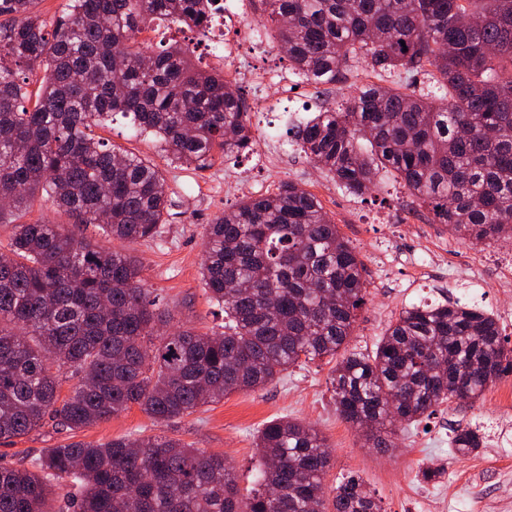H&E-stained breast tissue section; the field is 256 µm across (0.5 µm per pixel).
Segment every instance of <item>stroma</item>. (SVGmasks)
I'll return each instance as SVG.
<instances>
[{
    "label": "stroma",
    "instance_id": "1",
    "mask_svg": "<svg viewBox=\"0 0 512 512\" xmlns=\"http://www.w3.org/2000/svg\"><path fill=\"white\" fill-rule=\"evenodd\" d=\"M173 39L188 43L202 64H209L215 43L196 32L172 26L138 37L155 49ZM224 40L239 49L226 72L252 108V153L198 171L171 165L160 146L134 136L124 118L99 132L108 143L150 160L165 176L168 221L160 238L134 244L107 239L103 245L139 258L173 325L221 331L224 317L209 303L200 279L206 228L243 198L290 182L317 197L363 264L367 295L349 351L371 353L405 308L447 299L495 315L512 345V290L495 288L500 269L493 263L497 256L512 258V245L467 247L444 225L431 223L428 212L391 174H381L378 190L364 196L337 186L296 150L289 129L326 102L340 100L352 89V80L315 87L290 76L284 51H255L249 31L225 30ZM278 77L291 88L286 96L277 94ZM334 367L327 357L303 361L264 388L229 394L173 424L156 422L136 406L78 432L49 420L28 435L0 440V465L34 468L46 449L72 441L164 435L224 455L245 495L254 487L258 430L288 417L313 425L325 438L331 455L326 493L352 472L373 491L382 512H512V407L501 383H493L475 402L441 405L398 432L394 447L380 451L338 414L328 384ZM475 424L487 433L484 448L469 456L455 454L450 446L454 431ZM428 466L441 469L438 481H422L419 472Z\"/></svg>",
    "mask_w": 512,
    "mask_h": 512
}]
</instances>
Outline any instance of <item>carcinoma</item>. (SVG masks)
Returning a JSON list of instances; mask_svg holds the SVG:
<instances>
[{"mask_svg":"<svg viewBox=\"0 0 512 512\" xmlns=\"http://www.w3.org/2000/svg\"><path fill=\"white\" fill-rule=\"evenodd\" d=\"M33 2L0 0V223L43 192L73 229L15 224L0 253V440L47 419L76 432L134 405L173 422L330 357L337 412L372 422L366 440L389 448L386 435L512 373L494 315L449 300L402 311L371 355L342 352L364 303L363 266L320 201L289 182L209 225L200 274L224 332L161 331L169 317L139 260L76 229L135 243L166 222L161 171L94 132L118 115L172 164L203 170L253 151L248 105L224 70L196 63L187 44L148 56L138 43L156 21L205 31L215 0H67L52 25ZM259 2L302 81L334 84L362 63L377 79L290 129L310 160L358 196L389 170L449 233L512 242V0ZM393 76L398 87L382 86ZM66 370L78 384L62 399ZM484 442L466 427L451 447L466 456ZM255 448L243 500L224 456L179 439L61 444L35 471L0 466V512H54L58 485L78 490L73 512H326L330 457L312 425L272 420ZM332 505L380 512L352 474Z\"/></svg>","mask_w":512,"mask_h":512,"instance_id":"1","label":"carcinoma"}]
</instances>
